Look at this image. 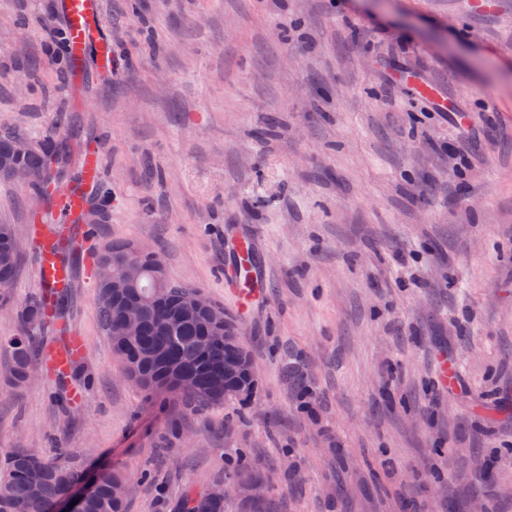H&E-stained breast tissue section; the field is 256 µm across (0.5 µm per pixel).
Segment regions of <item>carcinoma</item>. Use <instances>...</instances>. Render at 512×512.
Here are the masks:
<instances>
[{
    "label": "carcinoma",
    "mask_w": 512,
    "mask_h": 512,
    "mask_svg": "<svg viewBox=\"0 0 512 512\" xmlns=\"http://www.w3.org/2000/svg\"><path fill=\"white\" fill-rule=\"evenodd\" d=\"M66 145L53 139L42 141V150L24 156L21 163L34 172L30 183L33 192L47 195L41 173L47 160L65 153ZM131 249L129 243L114 242L98 261L110 260L117 265ZM19 244L10 224H0V288L8 287L16 278L19 266ZM187 287L168 282L163 288L150 274L145 275L134 297L144 307L141 333L132 342L120 335L118 308L112 304V289L98 287V314L103 332L109 336L112 349L121 360L129 379L154 393L151 385L179 372L192 379L191 387L175 392L185 404L203 408L224 401V361L235 353L224 348V341L212 339L210 326L201 319L169 320V315L181 305ZM13 353L11 381L19 386L26 372L36 363V355L24 336L10 342ZM42 467L50 472L40 488L34 490L27 479V470ZM87 475L71 460L46 462L22 448L0 457V512H49L51 505L66 490L86 482ZM127 477L112 470L94 488L81 506V512H124V500L112 495V483ZM177 512H224V500L214 499L205 492L186 496Z\"/></svg>",
    "instance_id": "obj_1"
}]
</instances>
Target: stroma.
Wrapping results in <instances>:
<instances>
[{
	"instance_id": "stroma-1",
	"label": "stroma",
	"mask_w": 512,
	"mask_h": 512,
	"mask_svg": "<svg viewBox=\"0 0 512 512\" xmlns=\"http://www.w3.org/2000/svg\"><path fill=\"white\" fill-rule=\"evenodd\" d=\"M147 2L156 49L127 0H102L121 69L91 58L79 83L46 52L61 0H0V135L67 144L73 175L93 143L112 187L63 304L86 341L80 409L43 368L10 382L6 339H52L21 310L39 297L29 228L56 217L0 179L21 250L0 303V454L112 467L133 483L125 512H169L229 471L276 512H512V0ZM412 77L477 130L469 149ZM234 228L258 241L256 313L224 286ZM115 241L223 307L258 372L251 403H152L125 377L92 271Z\"/></svg>"
}]
</instances>
